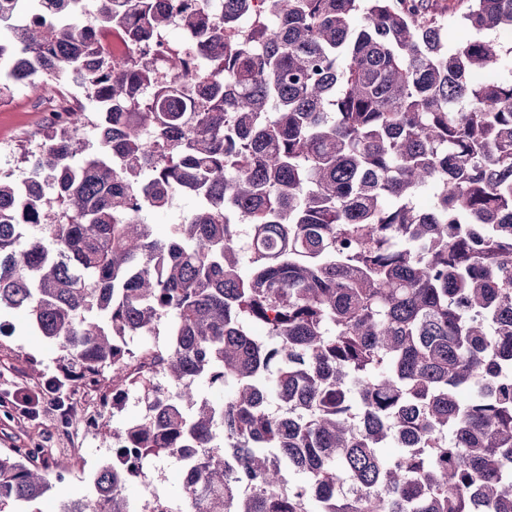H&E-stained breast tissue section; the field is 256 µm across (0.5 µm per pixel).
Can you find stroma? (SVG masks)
<instances>
[{
    "label": "stroma",
    "instance_id": "stroma-1",
    "mask_svg": "<svg viewBox=\"0 0 512 512\" xmlns=\"http://www.w3.org/2000/svg\"><path fill=\"white\" fill-rule=\"evenodd\" d=\"M49 94L43 89L17 88L0 100V172L19 175L23 151L34 148L49 119ZM59 350L36 335L27 314L0 310V454L15 448L47 449L52 471H65L64 493L48 492L39 512H59L63 496L92 497L96 472L112 457L113 427L140 418L143 405L129 394L118 412L92 408L62 420L44 382L56 368ZM145 480L129 485L125 495L139 504L159 494L172 505L182 500V465L173 458L149 461Z\"/></svg>",
    "mask_w": 512,
    "mask_h": 512
}]
</instances>
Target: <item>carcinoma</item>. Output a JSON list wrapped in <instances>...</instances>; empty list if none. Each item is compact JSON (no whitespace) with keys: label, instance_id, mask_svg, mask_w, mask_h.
<instances>
[{"label":"carcinoma","instance_id":"1","mask_svg":"<svg viewBox=\"0 0 512 512\" xmlns=\"http://www.w3.org/2000/svg\"><path fill=\"white\" fill-rule=\"evenodd\" d=\"M24 2L0 0V97L75 79L99 147L73 104L25 182L0 176V308L62 351L55 393L144 407L63 512H150L124 488L160 457L183 467L169 512H512V78L476 80L509 67L512 0H454L496 39L452 48L434 0ZM178 193L197 207L159 239L145 216ZM42 454H0V512H38Z\"/></svg>","mask_w":512,"mask_h":512}]
</instances>
